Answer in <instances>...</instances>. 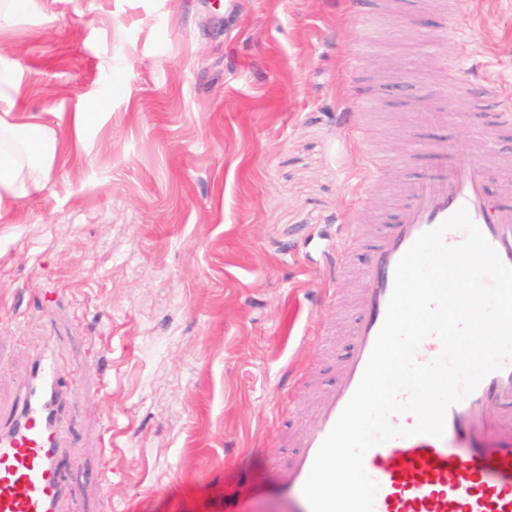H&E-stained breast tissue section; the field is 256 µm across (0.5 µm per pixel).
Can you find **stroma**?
<instances>
[{
    "label": "stroma",
    "mask_w": 512,
    "mask_h": 512,
    "mask_svg": "<svg viewBox=\"0 0 512 512\" xmlns=\"http://www.w3.org/2000/svg\"><path fill=\"white\" fill-rule=\"evenodd\" d=\"M31 0L0 13V80L57 126L91 113L46 188L0 211V409L56 341L73 388L63 512H224L266 488L334 382L364 238L417 178L410 135L483 137L512 102V0ZM369 14L360 28L353 12ZM468 39L431 43L440 18ZM460 69L455 120L436 104ZM368 97L356 127L347 95ZM396 161L374 188V153ZM330 332L332 345L319 338ZM473 115L478 117L482 125L491 127L500 138L512 133V103L494 100L492 89L485 87L482 100L472 108Z\"/></svg>",
    "instance_id": "35a3bbf8"
}]
</instances>
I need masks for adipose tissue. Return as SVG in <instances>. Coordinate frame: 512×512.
I'll return each mask as SVG.
<instances>
[{
    "instance_id": "ef3b65f1",
    "label": "adipose tissue",
    "mask_w": 512,
    "mask_h": 512,
    "mask_svg": "<svg viewBox=\"0 0 512 512\" xmlns=\"http://www.w3.org/2000/svg\"><path fill=\"white\" fill-rule=\"evenodd\" d=\"M14 93L0 89V209L41 192L58 158L81 141L89 113H74L67 128H55L31 114L17 120Z\"/></svg>"
}]
</instances>
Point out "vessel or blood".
<instances>
[{"label":"vessel or blood","instance_id":"b4317fda","mask_svg":"<svg viewBox=\"0 0 512 512\" xmlns=\"http://www.w3.org/2000/svg\"><path fill=\"white\" fill-rule=\"evenodd\" d=\"M499 137L512 135V103L484 89L474 108ZM410 159L430 158L420 177L398 185L395 223L377 227L358 274L359 316L340 366L310 423L276 464L269 499L277 512H310L303 494L316 454L357 388L384 322L397 263L413 242L467 209L500 260L512 267V201L493 199L485 173L506 171L512 159L485 141L467 153L446 140H414ZM71 388L52 370V353L35 355L17 402L0 413V512H61L69 496L73 459L65 447ZM498 404L488 416L489 404ZM364 469L378 485L374 512H512V357L489 373L445 414L442 436L396 437L369 449Z\"/></svg>","mask_w":512,"mask_h":512}]
</instances>
